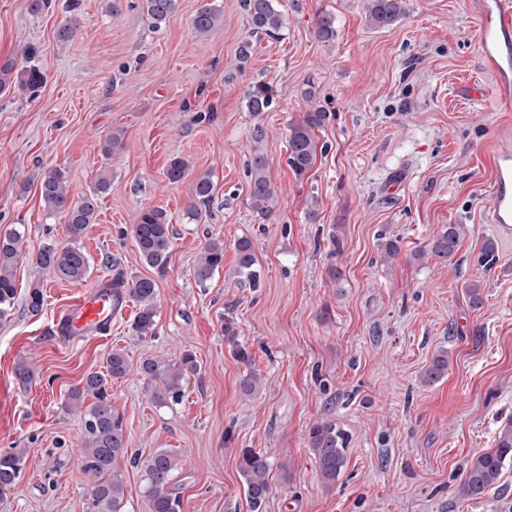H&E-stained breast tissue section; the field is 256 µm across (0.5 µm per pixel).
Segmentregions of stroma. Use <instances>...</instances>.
I'll list each match as a JSON object with an SVG mask.
<instances>
[{
	"label": "stroma",
	"instance_id": "stroma-1",
	"mask_svg": "<svg viewBox=\"0 0 512 512\" xmlns=\"http://www.w3.org/2000/svg\"><path fill=\"white\" fill-rule=\"evenodd\" d=\"M205 1L177 0L156 27L142 0H53L40 14L30 0H0V64L43 76L32 92L0 89V234H23L15 303L0 318V452L28 456L0 512H86L83 420L62 404L114 348L132 363L112 385L128 448L123 512H147L133 459L157 449L180 459L171 490L182 512H251L239 469L249 451L269 463L263 512H512V460L484 496L458 493L471 457L494 448L512 421V228L488 221L493 155L512 146V111L496 103L476 46L477 0H407V14L382 29L368 23L366 0H276V40L254 32L242 0H209L223 21L196 36ZM326 15L336 28L329 40L317 35ZM71 17L74 37L58 42ZM246 41L253 52L243 62ZM256 93L269 98L257 114L248 107ZM314 109L329 118L300 178L288 165L289 127ZM117 129L126 147L106 156ZM258 151L278 192L265 218L248 204ZM175 157L189 174L172 184L165 171ZM52 166L67 169L76 199L100 171L112 175L82 241L89 285L155 277L132 226L140 210L167 211L173 251L155 277L151 334L132 333L131 301L110 340L59 345L54 318L81 287L48 276L42 311L28 309L32 257L45 241H68L64 218L38 193ZM204 173L214 194L193 221L186 212ZM450 224L461 227L459 249L442 262L430 244ZM243 237L261 273L255 287L236 275ZM392 237L400 253L388 261ZM215 238L224 266L202 286L193 268ZM488 240L497 261L486 270L477 258ZM475 281L477 307L466 294ZM228 319L235 335L222 330ZM442 349L447 371L424 383ZM185 352L198 371L182 398L153 402L140 361ZM22 360L34 370L26 384L15 374ZM250 371L261 388L247 396L240 381ZM326 420L348 438L330 487L308 445Z\"/></svg>",
	"mask_w": 512,
	"mask_h": 512
}]
</instances>
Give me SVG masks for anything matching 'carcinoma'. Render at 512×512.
I'll return each mask as SVG.
<instances>
[{
    "label": "carcinoma",
    "mask_w": 512,
    "mask_h": 512,
    "mask_svg": "<svg viewBox=\"0 0 512 512\" xmlns=\"http://www.w3.org/2000/svg\"><path fill=\"white\" fill-rule=\"evenodd\" d=\"M147 17L155 26L165 21L175 8V0H145ZM275 0H243L250 22L255 31L269 37L278 36L282 27V16L274 8ZM369 20L379 28L392 25L405 13V0H368ZM220 19L214 7L201 8L192 20L196 33L202 35L215 28ZM16 76L19 86L35 89L42 83V75L35 67H26L14 72V64L6 62L0 66V85L4 86ZM328 114L316 110L304 113L303 119L289 128L288 165L302 177L314 166L316 159L315 130L323 127ZM249 184V205L262 217L272 213L277 200V191L266 175L267 162L264 156H253ZM188 175V165L182 158L170 160L166 177L171 183H179ZM111 188V178L97 175L92 193L77 202L69 193L68 171L54 166L44 171L39 182L40 200L50 213L61 214L68 224L71 242L67 245L45 243L33 259L40 272L51 275L57 281L70 283L84 282L91 271L90 258L79 241L95 221L97 200ZM214 192V184L204 175L195 181V197L198 207L191 212V218L199 215V207L208 206ZM132 233L136 247L147 265L163 276L169 268L173 246V231L167 214L160 208L141 211ZM460 232L450 224L437 235L431 245L433 257L448 261L459 248ZM21 235L9 232L0 236V318L8 314L17 294L14 278V264L19 254ZM237 274L254 284L260 278L255 268L252 242L241 238L236 245ZM224 266V243L210 241L200 255L194 268V278L204 285L214 273ZM41 278L36 276L29 286L26 302L28 308L39 312L43 307L44 294ZM112 288L123 290L137 304L138 313L132 324L136 335L144 337L153 329L156 317L157 285L154 279L139 277L131 283L120 278L112 280ZM131 369L125 351L114 348L106 355L105 371H93L67 395L65 405L68 411L84 413V439L81 471L92 481L89 512H122L124 498L121 458L128 448L125 439L123 415L112 407V382L124 378ZM448 369V358L441 354L434 358L424 374L425 382L442 377ZM139 371L150 382L161 381L164 393L155 392L156 401L164 400V394L177 398L181 395L183 381L189 374L197 372V363L190 353H184L173 362L164 363L145 358L139 364ZM309 447L317 464L321 481L326 485L336 482L345 464L344 448L346 439L336 424L325 421L315 424L309 431ZM512 459V422L505 425L496 440V446L475 457L466 469L460 487L462 494L478 497L495 485L501 476L505 461ZM146 475L145 496L148 512H181L179 497L169 490L174 473L179 469L177 455L164 449H157L136 460ZM27 465L25 452L21 450L0 453V498L15 488L22 471ZM240 472L245 482V491L252 512L259 509L269 494V464L267 458L257 452L243 455Z\"/></svg>",
    "instance_id": "1"
}]
</instances>
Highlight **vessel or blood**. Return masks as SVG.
Instances as JSON below:
<instances>
[{
  "mask_svg": "<svg viewBox=\"0 0 512 512\" xmlns=\"http://www.w3.org/2000/svg\"><path fill=\"white\" fill-rule=\"evenodd\" d=\"M477 46L484 65L495 76L493 95L503 109L512 108V0H480L475 13ZM495 179L488 219L512 226V149L499 148L494 157ZM127 302L111 282L81 291L57 319V341L70 343L86 338L104 339L113 319Z\"/></svg>",
  "mask_w": 512,
  "mask_h": 512,
  "instance_id": "1",
  "label": "vessel or blood"
}]
</instances>
